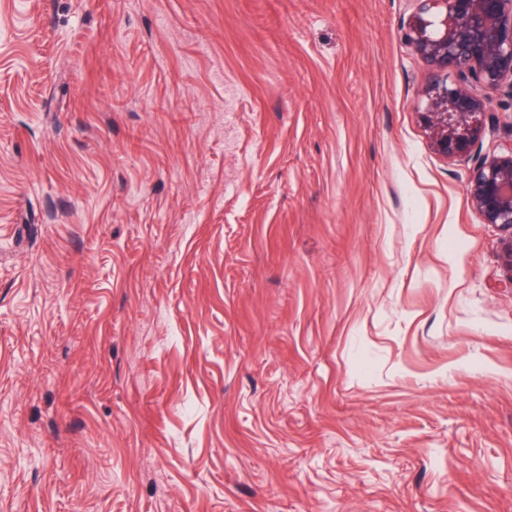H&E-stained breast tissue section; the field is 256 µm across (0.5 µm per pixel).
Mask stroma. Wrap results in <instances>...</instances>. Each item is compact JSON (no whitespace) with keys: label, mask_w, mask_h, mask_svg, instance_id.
Segmentation results:
<instances>
[{"label":"stroma","mask_w":512,"mask_h":512,"mask_svg":"<svg viewBox=\"0 0 512 512\" xmlns=\"http://www.w3.org/2000/svg\"><path fill=\"white\" fill-rule=\"evenodd\" d=\"M417 6L0 0V512H512Z\"/></svg>","instance_id":"obj_1"}]
</instances>
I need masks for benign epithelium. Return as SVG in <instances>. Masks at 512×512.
Masks as SVG:
<instances>
[{"label": "benign epithelium", "instance_id": "7a95c632", "mask_svg": "<svg viewBox=\"0 0 512 512\" xmlns=\"http://www.w3.org/2000/svg\"><path fill=\"white\" fill-rule=\"evenodd\" d=\"M401 39L431 68L420 108L433 148L471 162L467 196L485 224L500 227L502 262L512 286V152L475 150L493 96L512 108V0H420L401 26ZM453 69L456 81L442 73Z\"/></svg>", "mask_w": 512, "mask_h": 512}]
</instances>
